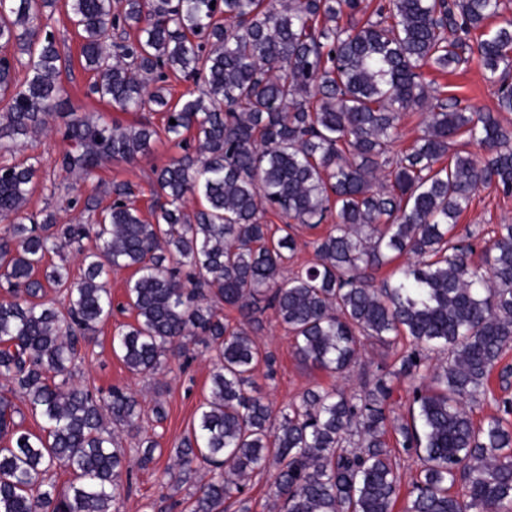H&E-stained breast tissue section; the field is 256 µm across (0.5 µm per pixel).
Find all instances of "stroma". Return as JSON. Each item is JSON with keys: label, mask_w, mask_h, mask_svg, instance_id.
I'll return each mask as SVG.
<instances>
[{"label": "stroma", "mask_w": 512, "mask_h": 512, "mask_svg": "<svg viewBox=\"0 0 512 512\" xmlns=\"http://www.w3.org/2000/svg\"><path fill=\"white\" fill-rule=\"evenodd\" d=\"M43 25L45 30L53 32L63 57L68 61L62 83L77 111L111 123L162 125V115L154 106H145L137 112H123L91 93L90 87L96 76L82 63V38L70 18L67 0H57L55 8L44 17ZM423 76L441 97L457 99L467 110L492 112L497 107L499 85L488 80L478 53H471L468 63L455 71L442 72L427 67ZM66 146L59 121L55 118L49 119L43 133L0 140V166L34 163L39 168L25 212L54 213L61 224H72L83 218L80 203L86 198H96L100 207H108L112 198L107 188L115 181L134 186L133 203L144 220H151L156 202L151 193L153 171L180 154L179 148L162 135L152 140L146 156L133 162H116L95 175L79 178L60 174L54 167L55 159ZM488 224H512V196H503L491 188L479 190L459 218L454 234L460 237L468 229ZM133 320V313H114L90 336L73 367L75 379L92 390L104 394L118 386L133 392L146 412L142 432L158 442L154 464L141 470L135 466V439L128 434L121 435L119 445L126 452L128 464L134 467L133 485L114 503L112 512H191L196 485H172L164 469L170 464L176 446L190 430L199 406L209 394L210 354L202 345L193 342L189 345L191 359L169 354L163 359L162 370L154 377L133 374L112 349L116 327ZM261 320L263 330L259 340L264 349L275 357V374L269 379L259 371L255 380L267 401L276 409L299 399L308 389L337 388L349 394L360 392L363 377L388 369L402 350L398 343L384 345L373 339L366 340L357 362L344 374L332 375L314 369L296 357L292 337L273 311H265ZM158 404L166 410V417L160 422L152 414L153 407ZM273 482L274 472L270 469L254 476L246 487L243 503L233 504L229 512H279L281 502Z\"/></svg>", "instance_id": "1"}]
</instances>
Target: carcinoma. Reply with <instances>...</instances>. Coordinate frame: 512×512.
<instances>
[{
	"instance_id": "cac0c4a2",
	"label": "carcinoma",
	"mask_w": 512,
	"mask_h": 512,
	"mask_svg": "<svg viewBox=\"0 0 512 512\" xmlns=\"http://www.w3.org/2000/svg\"><path fill=\"white\" fill-rule=\"evenodd\" d=\"M56 0H6L0 48L27 57L16 84L14 59L0 57V139L61 121L69 148L55 160L89 176L147 154L158 131L77 112L65 96L67 67L42 18ZM83 32L81 56L97 79L91 92L111 105L165 113V134L182 154L154 172V222L130 205L133 187L114 182L111 205L92 224H58L23 211L37 169L0 167V377L12 382L42 433L15 422L0 394V512H110L131 488L116 432L139 437V465L157 442L142 437L135 395L105 397L73 379L77 346L130 308L113 351L135 374L153 376L162 357H188L183 339L212 352L209 397L175 448L165 474L179 484L199 468L193 512H227L250 478L273 464L281 512H393L400 486L387 427L422 460L405 512H512V431L500 418L473 421L468 404L486 395L491 372L512 344V224H498L483 251L451 244L448 233L481 187L512 194V21L478 42L489 78L501 82L497 111L468 112L430 93L421 68L465 61L470 35L500 14L501 0H380L375 18L342 23L364 0H68ZM136 32L131 39L128 31ZM201 83L172 104L150 84L171 77ZM427 110L422 135L397 148L402 115ZM175 123H170V120ZM475 145L486 156L468 150ZM201 199L187 217V197ZM315 228L313 264L283 276L295 235L272 238L268 213ZM96 241L83 252L81 243ZM78 246L72 276L46 255ZM412 261L377 288L369 271L395 257ZM131 269L126 305L114 306L110 273ZM64 294L58 308L48 290ZM238 310L231 326L217 313ZM274 310L297 357L345 372L362 340H409L392 368L360 393L306 390L272 409L254 373L274 358L257 340L261 308ZM448 364H427L428 352ZM62 377L56 382L55 377ZM409 383L407 415L395 413L393 383ZM73 476L59 490L50 472ZM460 486L461 491L451 489Z\"/></svg>"
}]
</instances>
